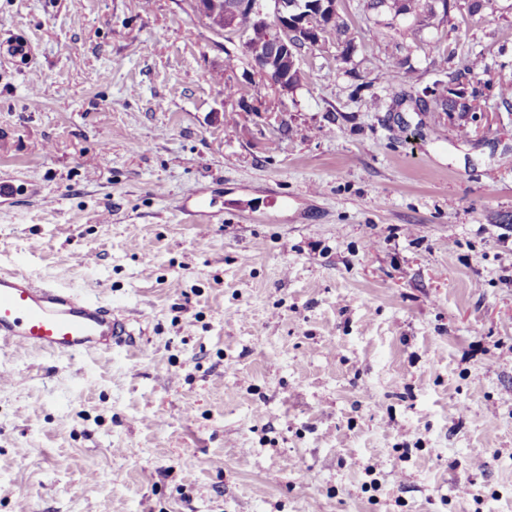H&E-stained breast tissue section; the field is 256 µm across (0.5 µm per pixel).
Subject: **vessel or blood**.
Returning a JSON list of instances; mask_svg holds the SVG:
<instances>
[{
    "label": "vessel or blood",
    "instance_id": "obj_1",
    "mask_svg": "<svg viewBox=\"0 0 512 512\" xmlns=\"http://www.w3.org/2000/svg\"><path fill=\"white\" fill-rule=\"evenodd\" d=\"M129 318L73 288L36 284L19 272H0V346L25 347L71 358L129 344Z\"/></svg>",
    "mask_w": 512,
    "mask_h": 512
}]
</instances>
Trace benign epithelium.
Returning a JSON list of instances; mask_svg holds the SVG:
<instances>
[{
  "label": "benign epithelium",
  "mask_w": 512,
  "mask_h": 512,
  "mask_svg": "<svg viewBox=\"0 0 512 512\" xmlns=\"http://www.w3.org/2000/svg\"><path fill=\"white\" fill-rule=\"evenodd\" d=\"M194 11L215 28L231 35L238 28V18L245 12L255 23L266 25V6L262 0H239L229 8L224 0H193ZM272 13L278 37L272 49L251 56L252 68L268 81L281 95L292 92L288 72L300 67V47L289 40L297 35L305 37L304 44L317 46L325 43V31L336 23V0H311L306 6L297 7L288 0H273Z\"/></svg>",
  "instance_id": "1"
}]
</instances>
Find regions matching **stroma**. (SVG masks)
<instances>
[{
    "label": "stroma",
    "mask_w": 512,
    "mask_h": 512,
    "mask_svg": "<svg viewBox=\"0 0 512 512\" xmlns=\"http://www.w3.org/2000/svg\"><path fill=\"white\" fill-rule=\"evenodd\" d=\"M495 3L452 11L440 57L344 0L350 62L304 47L283 97L191 0H0V270L137 342L0 350V512H512ZM465 57L480 111H435Z\"/></svg>",
    "instance_id": "35a3bbf8"
}]
</instances>
